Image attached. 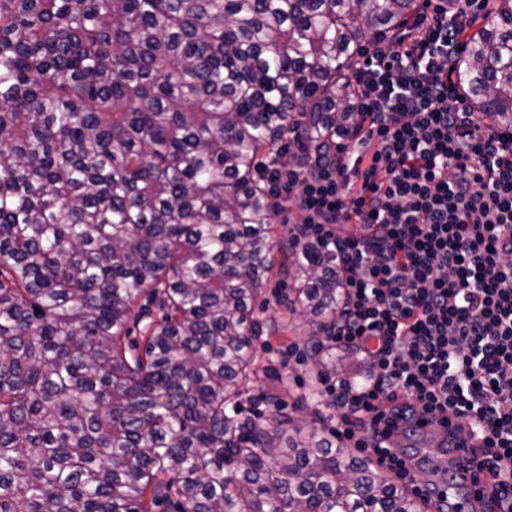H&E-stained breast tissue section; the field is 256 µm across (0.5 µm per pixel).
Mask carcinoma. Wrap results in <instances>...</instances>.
<instances>
[{"label":"carcinoma","instance_id":"1","mask_svg":"<svg viewBox=\"0 0 512 512\" xmlns=\"http://www.w3.org/2000/svg\"><path fill=\"white\" fill-rule=\"evenodd\" d=\"M417 0H0V512H421L370 459L242 417L280 208L257 164L328 157L366 33ZM458 88L512 124V0ZM287 307L336 317V252L291 242ZM139 338H131L132 333ZM319 383L362 365L319 342Z\"/></svg>","mask_w":512,"mask_h":512}]
</instances>
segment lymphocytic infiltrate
<instances>
[{
  "label": "lymphocytic infiltrate",
  "instance_id": "1",
  "mask_svg": "<svg viewBox=\"0 0 512 512\" xmlns=\"http://www.w3.org/2000/svg\"><path fill=\"white\" fill-rule=\"evenodd\" d=\"M420 0L397 34L362 44L351 74L358 116L336 156L262 172L296 202L302 233L329 242L345 298L323 342L363 358L361 382L319 392L339 441L409 474L387 439L395 422L474 419V468L512 512V126L472 112L452 67L490 0ZM359 224L361 236H340Z\"/></svg>",
  "mask_w": 512,
  "mask_h": 512
}]
</instances>
